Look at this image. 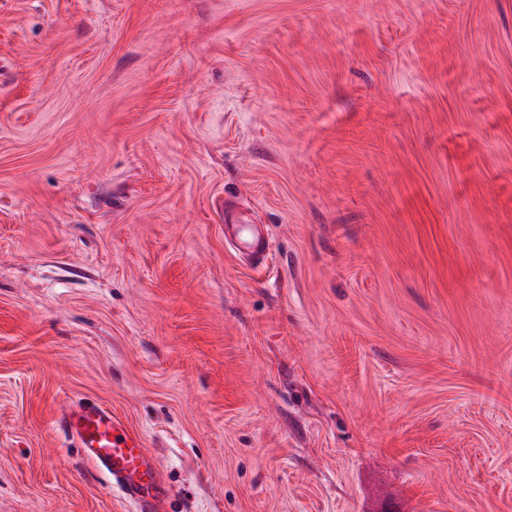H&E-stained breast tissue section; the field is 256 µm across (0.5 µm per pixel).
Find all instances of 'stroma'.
<instances>
[{
    "label": "stroma",
    "instance_id": "stroma-1",
    "mask_svg": "<svg viewBox=\"0 0 512 512\" xmlns=\"http://www.w3.org/2000/svg\"><path fill=\"white\" fill-rule=\"evenodd\" d=\"M80 400L163 512H512V0H0V512H136ZM239 223V218L236 214L231 210H224V229L232 230L234 238L237 240L238 244L245 249L256 250L257 248L262 247L261 240L259 235L256 233L254 229L242 227L243 235L241 233ZM68 432L82 455L112 479L125 500L152 512L168 495L160 467L144 438L102 404L85 403L67 414Z\"/></svg>",
    "mask_w": 512,
    "mask_h": 512
}]
</instances>
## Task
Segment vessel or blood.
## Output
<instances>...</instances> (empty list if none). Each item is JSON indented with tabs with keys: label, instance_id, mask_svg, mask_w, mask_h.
I'll return each mask as SVG.
<instances>
[{
	"label": "vessel or blood",
	"instance_id": "vessel-or-blood-1",
	"mask_svg": "<svg viewBox=\"0 0 512 512\" xmlns=\"http://www.w3.org/2000/svg\"><path fill=\"white\" fill-rule=\"evenodd\" d=\"M224 226L235 231L238 244L257 249L261 240L255 230H240L233 211H225ZM68 432L82 455L111 478L125 500L140 512H153L168 495L162 472L141 434L129 428L112 410L98 403H85L66 420Z\"/></svg>",
	"mask_w": 512,
	"mask_h": 512
}]
</instances>
